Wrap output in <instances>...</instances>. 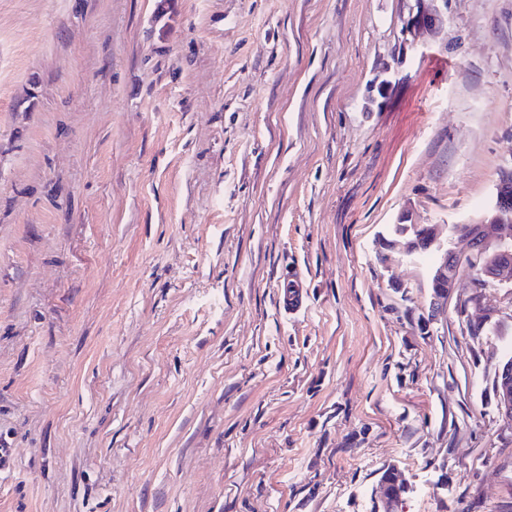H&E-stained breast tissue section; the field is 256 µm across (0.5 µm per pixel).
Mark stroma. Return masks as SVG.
Segmentation results:
<instances>
[{
    "mask_svg": "<svg viewBox=\"0 0 512 512\" xmlns=\"http://www.w3.org/2000/svg\"><path fill=\"white\" fill-rule=\"evenodd\" d=\"M417 7L0 0V512H382L388 467L512 512V319L431 311L512 166V0ZM496 373L499 380L495 389L497 405L507 429L512 431V363L499 366Z\"/></svg>",
    "mask_w": 512,
    "mask_h": 512,
    "instance_id": "35a3bbf8",
    "label": "stroma"
}]
</instances>
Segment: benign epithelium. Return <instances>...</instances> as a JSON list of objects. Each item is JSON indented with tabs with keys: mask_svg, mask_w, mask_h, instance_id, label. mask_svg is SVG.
<instances>
[{
	"mask_svg": "<svg viewBox=\"0 0 512 512\" xmlns=\"http://www.w3.org/2000/svg\"><path fill=\"white\" fill-rule=\"evenodd\" d=\"M435 14L422 6L415 16L407 22L408 31H417L432 26ZM493 217L489 222L462 224L456 233L467 244V254L462 256L454 251L444 252L435 268L432 281L437 288L431 304V312L439 313L448 308V297L462 274H467L471 293L460 305L474 308L479 321L488 322L502 317V311L485 305L483 288L492 286L512 288V170L504 172L495 188L493 203L489 208ZM423 229L425 240L418 239L408 243V247L417 251L427 249L436 243L433 226L417 225ZM480 256L483 263L471 268H460L463 260ZM498 384L495 389L497 405L502 413L507 429L512 431V363L501 365L496 370Z\"/></svg>",
	"mask_w": 512,
	"mask_h": 512,
	"instance_id": "7a95c632",
	"label": "benign epithelium"
}]
</instances>
